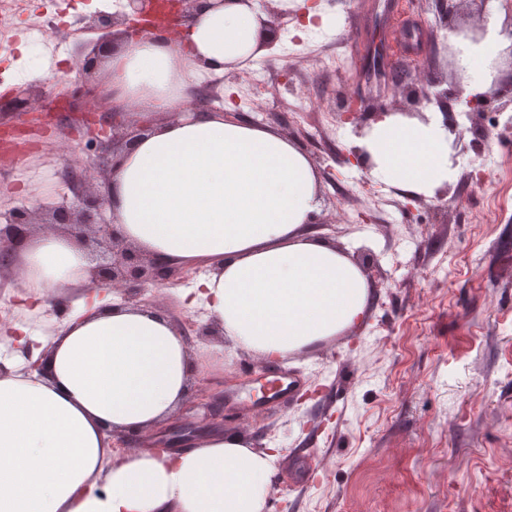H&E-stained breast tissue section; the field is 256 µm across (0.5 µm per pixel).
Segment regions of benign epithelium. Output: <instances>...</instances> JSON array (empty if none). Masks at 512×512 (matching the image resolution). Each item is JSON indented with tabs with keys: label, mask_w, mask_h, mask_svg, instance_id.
I'll use <instances>...</instances> for the list:
<instances>
[{
	"label": "benign epithelium",
	"mask_w": 512,
	"mask_h": 512,
	"mask_svg": "<svg viewBox=\"0 0 512 512\" xmlns=\"http://www.w3.org/2000/svg\"><path fill=\"white\" fill-rule=\"evenodd\" d=\"M129 11L122 13L120 21L125 26L128 39L149 38L153 31L172 25L183 26L197 12L201 0H126ZM14 112L29 115L32 128H41L43 113L39 106L29 98V92L21 89L0 104ZM71 112L69 126L77 122L87 125L92 141L99 146L101 155L97 169L102 171L108 167L116 170L122 160V153L131 149L150 118L142 117L135 121L129 120V112L118 104L112 105L111 122L97 127L94 113L84 110ZM74 199L70 203H62L48 209V219L41 223L45 229L58 230L67 228L78 238L82 247L88 250L95 266L90 269L91 285L95 288H109L120 292L124 298L135 300L145 290L147 284L169 285L180 281L186 271L158 262L154 258L145 259L133 247L124 243L117 235L114 224L105 215L108 201L105 193L92 188L95 175H77L68 172ZM35 224L34 212L21 208L9 213L7 225L0 228V268L10 263L13 251L22 247ZM202 406L207 410L209 425L224 423V404L219 398L206 392L196 393L189 401L186 412ZM197 426L179 412L171 420L160 426L152 436L150 446L154 450L168 451L177 447L180 438L196 432ZM146 439L135 430H125L112 435V447L123 454L132 448L145 446Z\"/></svg>",
	"instance_id": "benign-epithelium-1"
}]
</instances>
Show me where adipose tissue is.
Returning <instances> with one entry per match:
<instances>
[{"instance_id": "adipose-tissue-1", "label": "adipose tissue", "mask_w": 512, "mask_h": 512, "mask_svg": "<svg viewBox=\"0 0 512 512\" xmlns=\"http://www.w3.org/2000/svg\"><path fill=\"white\" fill-rule=\"evenodd\" d=\"M257 0L202 5L172 41L121 40L102 86L115 103L175 118L146 132L105 188L128 243L162 263H200L199 296L233 348L282 357L359 324L370 288L351 250L308 227L317 172L269 128L195 110L210 76L267 54ZM465 97L498 87L512 47L489 11L478 38L448 33ZM455 131L441 107L387 113L348 136L372 182L433 197L456 176ZM89 261L64 232L43 233L15 266L19 284L58 298ZM186 339L143 307L83 304L54 336L42 372L0 373V512H262L275 458L214 429L159 455L112 450L116 430L164 424L189 393Z\"/></svg>"}]
</instances>
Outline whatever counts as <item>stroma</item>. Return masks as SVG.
<instances>
[{
	"label": "stroma",
	"mask_w": 512,
	"mask_h": 512,
	"mask_svg": "<svg viewBox=\"0 0 512 512\" xmlns=\"http://www.w3.org/2000/svg\"><path fill=\"white\" fill-rule=\"evenodd\" d=\"M388 0H305L289 9L274 49L253 71L224 77V109L294 140L311 158L322 206L310 225L328 243L350 248L367 266L370 296L361 324L312 349L265 360L232 351L223 336H190L193 382L225 399L256 393L261 369L295 367L310 392L270 412H226L224 432L276 455L263 512H512V106L492 100L467 114L461 82L444 37L446 28L478 31L489 10L512 22V0H465L440 22L435 0H401L405 17L435 30L418 49L393 53L403 42L394 23H380ZM69 24L53 34L61 48L33 50L40 72L0 62V96L27 87L44 109L68 95L83 108L86 85H102L103 65H77L93 15L113 13L111 0H60ZM317 15H309V7ZM367 53L347 65L356 45ZM338 59L316 72L313 58ZM448 93V120L457 137L455 181L438 199L401 198L366 182L348 159L346 137L377 112H420L415 89ZM316 111L297 118L299 98ZM362 100L355 121L343 118ZM98 152L87 137L55 136L25 177L28 209L39 213L72 198L64 173L91 168ZM202 274L186 282L147 286L140 306L172 319L207 323L196 302ZM70 289L64 304L0 315V326L43 346L86 297Z\"/></svg>",
	"instance_id": "1"
}]
</instances>
